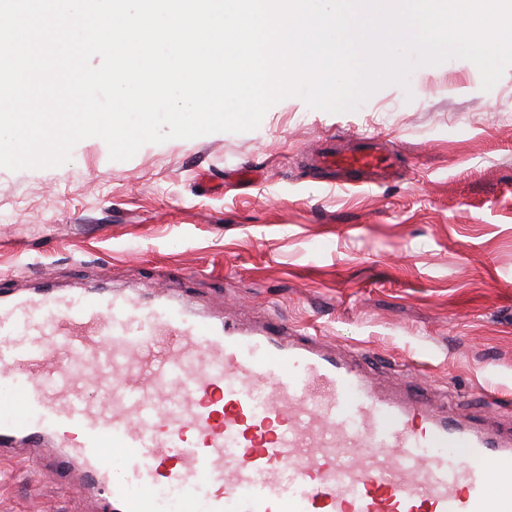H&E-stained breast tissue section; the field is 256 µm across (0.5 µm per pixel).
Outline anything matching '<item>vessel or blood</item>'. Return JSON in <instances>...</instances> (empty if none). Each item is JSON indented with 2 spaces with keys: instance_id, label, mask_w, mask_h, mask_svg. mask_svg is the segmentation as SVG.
<instances>
[{
  "instance_id": "b4317fda",
  "label": "vessel or blood",
  "mask_w": 512,
  "mask_h": 512,
  "mask_svg": "<svg viewBox=\"0 0 512 512\" xmlns=\"http://www.w3.org/2000/svg\"><path fill=\"white\" fill-rule=\"evenodd\" d=\"M314 165L378 184L387 168L368 149ZM287 334L182 301L0 289V449L51 448L100 512H159L162 490L179 512H512V488L490 480L512 467L511 434L380 392L358 364Z\"/></svg>"
}]
</instances>
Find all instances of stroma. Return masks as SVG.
I'll use <instances>...</instances> for the list:
<instances>
[{
	"instance_id": "35a3bbf8",
	"label": "stroma",
	"mask_w": 512,
	"mask_h": 512,
	"mask_svg": "<svg viewBox=\"0 0 512 512\" xmlns=\"http://www.w3.org/2000/svg\"><path fill=\"white\" fill-rule=\"evenodd\" d=\"M368 139L395 167L364 189L311 160ZM188 300L318 336L365 374L423 387L460 422L512 431V67L421 64L329 113L290 97L259 127L143 145L97 137L58 167L0 168V286ZM82 482L0 461V512H95Z\"/></svg>"
}]
</instances>
